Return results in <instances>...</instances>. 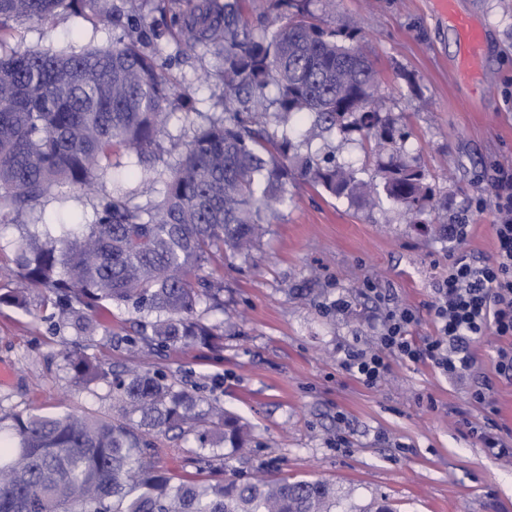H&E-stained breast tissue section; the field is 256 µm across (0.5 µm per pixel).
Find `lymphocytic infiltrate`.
I'll return each mask as SVG.
<instances>
[{
    "instance_id": "1",
    "label": "lymphocytic infiltrate",
    "mask_w": 512,
    "mask_h": 512,
    "mask_svg": "<svg viewBox=\"0 0 512 512\" xmlns=\"http://www.w3.org/2000/svg\"><path fill=\"white\" fill-rule=\"evenodd\" d=\"M491 204L497 214L493 259L479 262L461 254L448 267L437 290L436 334L418 342L409 334L416 321L412 309L392 311L377 349L348 352L343 369L374 386L385 376L389 357L427 361L454 376L475 363L471 345L482 336L512 337V167L499 169Z\"/></svg>"
}]
</instances>
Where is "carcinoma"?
<instances>
[{"label":"carcinoma","instance_id":"carcinoma-1","mask_svg":"<svg viewBox=\"0 0 512 512\" xmlns=\"http://www.w3.org/2000/svg\"><path fill=\"white\" fill-rule=\"evenodd\" d=\"M145 0H0V45L12 23H45L71 12L124 35L76 53L28 48L0 52V224L34 211L55 193L93 186L125 150L149 163L159 148L176 82L144 46L173 39L184 49L219 46L224 116L200 126L177 159L153 169L156 196L141 205L116 191L85 224L27 231L8 272L41 287L60 323L85 341L68 356L76 383L104 384L112 416L64 410L53 415L0 411V512H333L327 481L254 479L229 465L251 439L250 426L162 370H115L88 353L99 325L90 311L115 305L136 315L139 351L217 344L224 320L207 323L198 307L224 311L221 289L201 275L216 253L244 259L268 232L266 217L293 200L297 180L362 204L377 185L330 156L301 155L295 115L321 133L358 130L383 147L406 137L376 107L377 72L355 34L330 29L309 0H272L255 36L241 0H156L170 13L148 25ZM277 129L266 128V90ZM386 198L412 224L430 212L432 189L421 167L391 156L381 169ZM193 436L228 445L223 474L180 479L157 465L158 439Z\"/></svg>","mask_w":512,"mask_h":512}]
</instances>
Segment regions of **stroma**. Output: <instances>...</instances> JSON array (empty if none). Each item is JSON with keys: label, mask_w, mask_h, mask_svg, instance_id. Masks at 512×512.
Masks as SVG:
<instances>
[{"label": "stroma", "mask_w": 512, "mask_h": 512, "mask_svg": "<svg viewBox=\"0 0 512 512\" xmlns=\"http://www.w3.org/2000/svg\"><path fill=\"white\" fill-rule=\"evenodd\" d=\"M486 32L480 80L455 67L454 37L434 0H312L330 26L356 31L379 73L382 113L396 119L403 141L377 155L360 131L311 138L312 150L377 175L390 155L417 158L441 206L432 224L409 223L390 203L363 208L295 183L292 203L271 218L250 260L218 257L204 268L224 288V347L197 344L131 358L126 347H95L108 363L159 367L204 396H214L250 422L254 441L231 464L247 474L270 468L293 480L335 484L337 512H359L387 502L393 512H512V461L488 456L480 431H512V381L498 378L495 352L504 338L486 336L472 351L471 371L449 377L431 363L390 358L374 387L346 372L349 348L375 347L393 308L414 310L410 334L435 335L434 290L454 256L486 261L495 253L497 216L489 203L499 167L512 166V0H456ZM114 29L74 14L49 24L22 22L5 50L31 47L82 51L111 43ZM170 72L186 89L190 110L171 107L160 137L173 160L196 126L220 116L224 88L212 51L186 55L175 41L162 46ZM132 156L120 153L94 191L47 197L40 213L0 227V294L21 291L25 308L0 305V365L12 373L0 383V408L42 414L81 409L111 414L107 388L74 382L65 355L75 336L48 320L39 287L6 274L25 229L39 220L82 223L113 187L132 191ZM468 225L457 243L434 224ZM492 379L493 409L470 392Z\"/></svg>", "instance_id": "obj_1"}]
</instances>
